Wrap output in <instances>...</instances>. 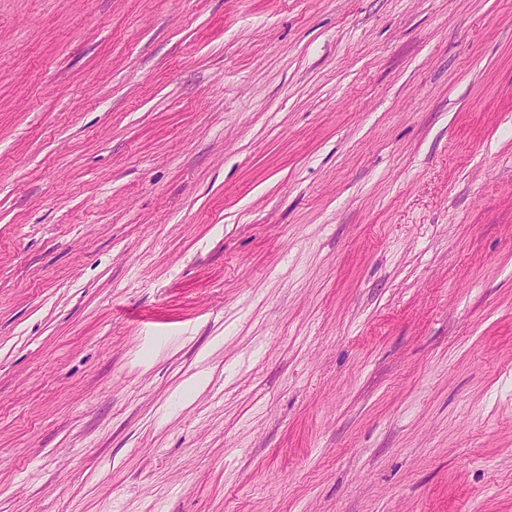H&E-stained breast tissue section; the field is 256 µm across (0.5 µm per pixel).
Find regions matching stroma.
<instances>
[{
    "instance_id": "1",
    "label": "stroma",
    "mask_w": 512,
    "mask_h": 512,
    "mask_svg": "<svg viewBox=\"0 0 512 512\" xmlns=\"http://www.w3.org/2000/svg\"><path fill=\"white\" fill-rule=\"evenodd\" d=\"M0 512H512V0H0Z\"/></svg>"
}]
</instances>
